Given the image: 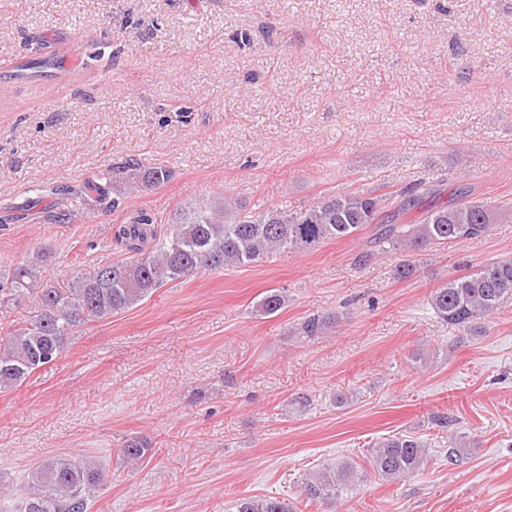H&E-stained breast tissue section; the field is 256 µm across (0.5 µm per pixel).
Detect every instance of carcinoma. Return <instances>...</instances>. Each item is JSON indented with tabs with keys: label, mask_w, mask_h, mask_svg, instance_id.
Returning <instances> with one entry per match:
<instances>
[{
	"label": "carcinoma",
	"mask_w": 512,
	"mask_h": 512,
	"mask_svg": "<svg viewBox=\"0 0 512 512\" xmlns=\"http://www.w3.org/2000/svg\"><path fill=\"white\" fill-rule=\"evenodd\" d=\"M171 178L166 168L145 169L128 161L112 170L109 183L91 181L71 190V195L94 194L98 202L117 208L133 190L160 186ZM510 216L511 205L487 210L461 187L448 192L445 179H422L380 193L346 189L295 210L275 205L251 208L226 195L202 198L161 237L153 228L155 219L140 211L115 231V243L128 256L107 261L90 274L63 285L48 283L41 279L42 252L0 269V306L26 312L20 326L0 332V389L22 386L60 358L75 328L132 308L171 281L254 265L281 254H307L333 240L357 239L366 230L379 250L394 257L395 275L405 281L416 273L415 255L480 238ZM510 301L512 259L453 277L429 297L437 318L458 331L477 328ZM286 302L282 292L271 289L256 312L273 316ZM330 323L329 317L313 316L304 321L302 332L321 336ZM148 450V442L132 437L117 455L128 464L137 463ZM424 460L422 442L408 435L382 439L366 457L372 471L387 481L420 470ZM356 474L357 467L348 461L324 467L303 479L301 495L308 503L332 504ZM101 480V469L85 457L45 461L28 473L30 491L19 512H91L93 491ZM237 512H293V507L275 496L248 497L239 500Z\"/></svg>",
	"instance_id": "obj_1"
}]
</instances>
